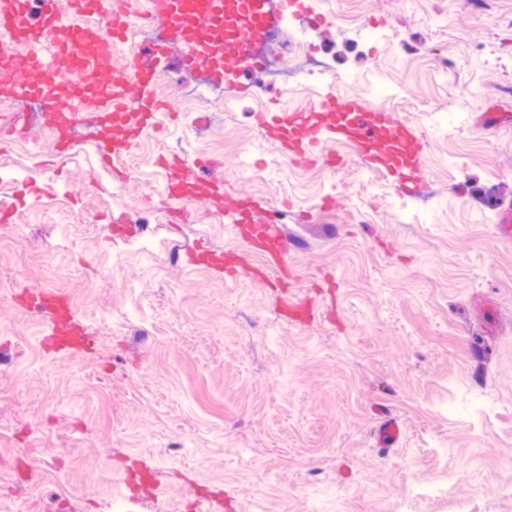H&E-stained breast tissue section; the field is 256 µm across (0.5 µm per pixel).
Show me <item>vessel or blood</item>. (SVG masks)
<instances>
[{"label":"vessel or blood","instance_id":"1","mask_svg":"<svg viewBox=\"0 0 512 512\" xmlns=\"http://www.w3.org/2000/svg\"><path fill=\"white\" fill-rule=\"evenodd\" d=\"M40 3L39 19L34 22L31 0H0V28L17 33L30 60L26 78L19 80L11 61L0 59V83L8 85L20 108L35 96L54 101L57 87L71 83L74 72L63 65L62 54H75L87 40L111 51L133 23L129 15L113 23L111 0H70L69 12L90 11L100 17L101 25L94 31L65 26L69 12L61 11L58 0ZM303 6V0H150L146 19L180 33L187 64L210 66L232 84L237 69L250 61L247 44ZM204 33L223 34L224 56L215 59L207 54L200 39ZM92 102L123 113L136 131L153 127L160 112L152 84L133 75L100 81ZM262 123L291 156H303L324 142L336 141L350 145L368 165L387 167L407 193H417L423 183V153L415 129L357 97L330 91L308 109H272L263 114Z\"/></svg>","mask_w":512,"mask_h":512}]
</instances>
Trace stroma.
<instances>
[{"label":"stroma","mask_w":512,"mask_h":512,"mask_svg":"<svg viewBox=\"0 0 512 512\" xmlns=\"http://www.w3.org/2000/svg\"><path fill=\"white\" fill-rule=\"evenodd\" d=\"M307 2L341 90L424 139L427 210L399 217L398 180L346 145L284 156L262 111L319 92L247 76L228 146L182 111L121 171L39 156L0 220V512H512V0ZM169 40L174 104L208 74ZM176 149L223 201L162 193ZM244 197L283 269L233 223ZM47 292L77 348L43 341Z\"/></svg>","instance_id":"stroma-1"}]
</instances>
